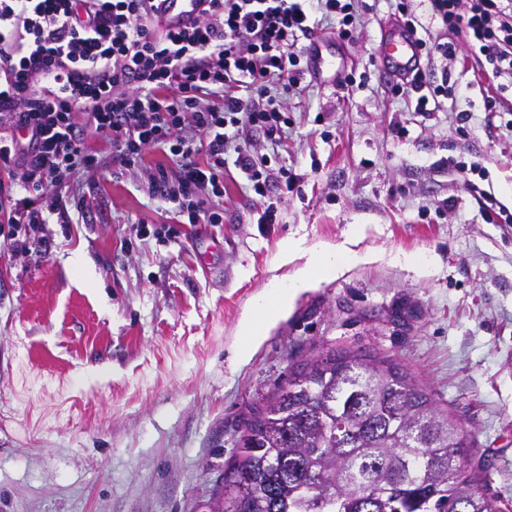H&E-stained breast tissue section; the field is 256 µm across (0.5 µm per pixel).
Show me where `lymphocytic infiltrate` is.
Segmentation results:
<instances>
[{"label": "lymphocytic infiltrate", "instance_id": "1", "mask_svg": "<svg viewBox=\"0 0 512 512\" xmlns=\"http://www.w3.org/2000/svg\"><path fill=\"white\" fill-rule=\"evenodd\" d=\"M154 2L0 0V168L10 179L0 183V239L15 254L44 230V190L62 193L76 175L99 170L94 138L123 167L158 145L180 159L177 179L160 166L150 186L193 226L223 223L216 200L226 165L260 199L270 181L293 187L291 169L257 161L244 132L282 134L281 97L304 74L298 41L323 15L350 36L360 20L352 0H210L177 32L159 29ZM469 2L462 13L458 0H430L431 18L477 46L493 78L512 82V0ZM390 90L421 113L448 94L420 66Z\"/></svg>", "mask_w": 512, "mask_h": 512}]
</instances>
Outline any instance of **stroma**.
Wrapping results in <instances>:
<instances>
[{
	"mask_svg": "<svg viewBox=\"0 0 512 512\" xmlns=\"http://www.w3.org/2000/svg\"><path fill=\"white\" fill-rule=\"evenodd\" d=\"M359 7L350 38L332 17L318 36L339 75L366 70L369 84L351 93L304 76L281 139L247 140L296 176L293 189L270 185L273 222L232 167L223 223L137 238V225L178 222L148 175L180 164L152 148L135 167L75 180L29 254L0 242V512H209L244 414L301 361L343 349L403 366L512 512V223L487 216L459 171L474 167L479 190L512 212V92L504 111H486L491 79L465 37L435 26L456 56L432 71L460 94L412 111L372 62L387 0ZM356 228L370 261L301 290L239 358L242 319L295 270L280 243L301 240L313 259Z\"/></svg>",
	"mask_w": 512,
	"mask_h": 512,
	"instance_id": "35a3bbf8",
	"label": "stroma"
}]
</instances>
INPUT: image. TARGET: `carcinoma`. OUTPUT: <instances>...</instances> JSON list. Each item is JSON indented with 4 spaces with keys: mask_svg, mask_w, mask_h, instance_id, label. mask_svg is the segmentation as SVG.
Segmentation results:
<instances>
[{
    "mask_svg": "<svg viewBox=\"0 0 512 512\" xmlns=\"http://www.w3.org/2000/svg\"><path fill=\"white\" fill-rule=\"evenodd\" d=\"M465 447L407 370L344 349L251 409L210 512H497Z\"/></svg>",
    "mask_w": 512,
    "mask_h": 512,
    "instance_id": "carcinoma-1",
    "label": "carcinoma"
}]
</instances>
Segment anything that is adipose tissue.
Instances as JSON below:
<instances>
[{
    "mask_svg": "<svg viewBox=\"0 0 512 512\" xmlns=\"http://www.w3.org/2000/svg\"><path fill=\"white\" fill-rule=\"evenodd\" d=\"M359 253L352 251L345 244L323 245L314 262L299 267L288 284L273 283L263 296L258 306L259 318H246L242 332L249 343H256L260 335L261 322L275 319L288 308L296 294L310 286L314 278L329 277L337 273L344 265L361 262Z\"/></svg>",
    "mask_w": 512,
    "mask_h": 512,
    "instance_id": "adipose-tissue-1",
    "label": "adipose tissue"
}]
</instances>
